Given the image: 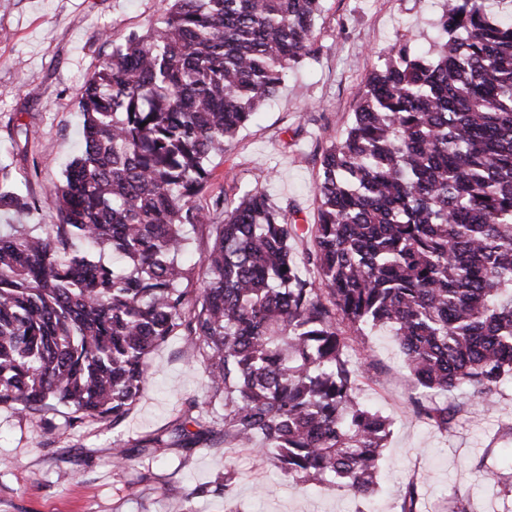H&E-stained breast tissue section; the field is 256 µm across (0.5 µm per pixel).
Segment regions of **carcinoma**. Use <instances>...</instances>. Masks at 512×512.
<instances>
[{"label": "carcinoma", "instance_id": "cac0c4a2", "mask_svg": "<svg viewBox=\"0 0 512 512\" xmlns=\"http://www.w3.org/2000/svg\"><path fill=\"white\" fill-rule=\"evenodd\" d=\"M495 4L451 0L427 57L391 48L321 154L318 222L302 228L260 190L208 210L197 199L213 158L316 52L323 0H167L86 82L57 223L0 230V404L116 424L151 352L180 335L201 356L224 447L357 497L377 491L391 426L359 399L367 329L395 337L425 423L453 427L458 410L439 396L454 389L493 407L512 377V0ZM2 209L39 201L0 165ZM207 222L191 303L184 228ZM307 237L313 278L292 254ZM105 250L124 265L95 257ZM206 416L189 404L180 447L217 445ZM419 509L412 480L400 512Z\"/></svg>", "mask_w": 512, "mask_h": 512}]
</instances>
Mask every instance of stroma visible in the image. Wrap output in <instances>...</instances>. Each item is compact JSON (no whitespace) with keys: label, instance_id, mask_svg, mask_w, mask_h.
I'll return each mask as SVG.
<instances>
[{"label":"stroma","instance_id":"obj_1","mask_svg":"<svg viewBox=\"0 0 512 512\" xmlns=\"http://www.w3.org/2000/svg\"><path fill=\"white\" fill-rule=\"evenodd\" d=\"M443 5L324 0L315 56L214 158L200 204L257 188L299 224L316 223L322 149L350 123L358 90L399 38L411 51L429 49ZM163 7L162 0H11L0 8V162L17 192L39 200L30 223L56 221L53 189L79 155L77 101L86 80L113 42L146 33ZM366 342L374 367L361 397L392 421L372 500L285 477L250 448H167L118 465L116 448L171 431L188 402L206 399L200 356L172 336L149 356L142 391L120 425L96 417L70 423L61 405L36 413L0 405V512H399L413 478L424 512H448L458 499L474 512H512V492L488 478L512 465V379L491 411L465 393L449 395L461 411L442 431L413 414L414 381L394 336L378 329ZM228 469L237 476L229 503L219 490Z\"/></svg>","mask_w":512,"mask_h":512}]
</instances>
